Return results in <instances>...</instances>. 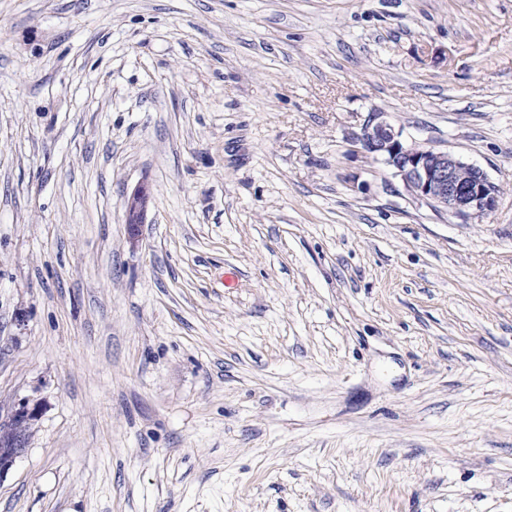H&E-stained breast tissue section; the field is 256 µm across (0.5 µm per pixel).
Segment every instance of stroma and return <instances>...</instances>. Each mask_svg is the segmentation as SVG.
<instances>
[{
    "mask_svg": "<svg viewBox=\"0 0 512 512\" xmlns=\"http://www.w3.org/2000/svg\"><path fill=\"white\" fill-rule=\"evenodd\" d=\"M374 112L495 210L412 199ZM22 398L0 512H512V0H0ZM150 202V189L145 184H140L131 192L124 216V223L127 224L131 235H135L144 218ZM39 411L40 405L38 402L31 403L28 398L21 399L11 409L7 423L25 430L30 422L37 418Z\"/></svg>",
    "mask_w": 512,
    "mask_h": 512,
    "instance_id": "1",
    "label": "stroma"
}]
</instances>
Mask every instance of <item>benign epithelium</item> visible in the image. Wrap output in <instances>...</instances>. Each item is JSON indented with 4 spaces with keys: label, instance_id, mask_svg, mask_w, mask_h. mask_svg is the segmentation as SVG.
I'll return each instance as SVG.
<instances>
[{
    "label": "benign epithelium",
    "instance_id": "1",
    "mask_svg": "<svg viewBox=\"0 0 512 512\" xmlns=\"http://www.w3.org/2000/svg\"><path fill=\"white\" fill-rule=\"evenodd\" d=\"M361 149L390 168L406 192L436 210L444 211L468 223L492 212L497 191L478 167L457 156L434 148L407 145L383 112H374L355 138ZM150 202V189L140 184L131 192L124 216L131 234H136ZM40 405L28 398L14 404L7 423L21 429L11 448L0 450V479L21 456L26 444V429L39 414Z\"/></svg>",
    "mask_w": 512,
    "mask_h": 512
}]
</instances>
